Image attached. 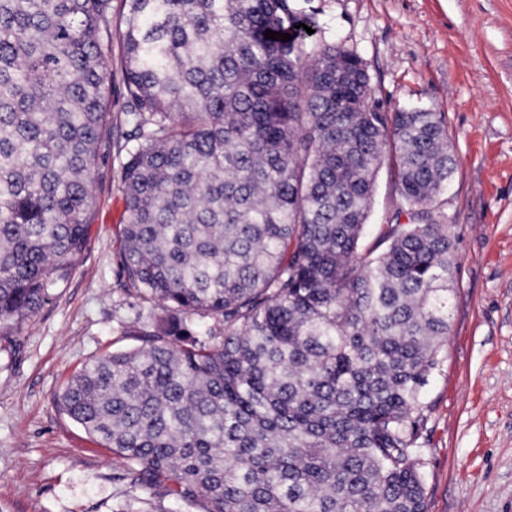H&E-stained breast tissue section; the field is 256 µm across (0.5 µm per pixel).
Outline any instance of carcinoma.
Here are the masks:
<instances>
[{"label": "carcinoma", "mask_w": 512, "mask_h": 512, "mask_svg": "<svg viewBox=\"0 0 512 512\" xmlns=\"http://www.w3.org/2000/svg\"><path fill=\"white\" fill-rule=\"evenodd\" d=\"M299 23L316 29L294 0H123L119 265L158 312L56 402L121 478L207 512H429L417 450L451 331L448 128L371 107L363 61ZM112 34V0H0L1 336L87 247ZM389 158L402 206L367 248Z\"/></svg>", "instance_id": "obj_1"}]
</instances>
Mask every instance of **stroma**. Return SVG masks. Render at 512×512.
<instances>
[{
	"label": "stroma",
	"mask_w": 512,
	"mask_h": 512,
	"mask_svg": "<svg viewBox=\"0 0 512 512\" xmlns=\"http://www.w3.org/2000/svg\"><path fill=\"white\" fill-rule=\"evenodd\" d=\"M320 35L356 53L371 102L442 114L455 170L436 210L455 246L452 331L424 390L418 459L429 512H512V0H296ZM120 43L112 45V147L98 164L89 245L65 284L14 335H0V512H145L165 487L131 486L110 449L56 396L83 365L133 349L151 303L119 272L127 130ZM401 207L385 161L366 243Z\"/></svg>",
	"instance_id": "stroma-1"
}]
</instances>
